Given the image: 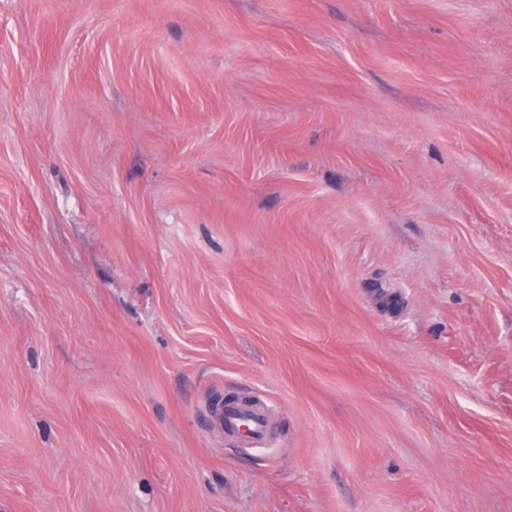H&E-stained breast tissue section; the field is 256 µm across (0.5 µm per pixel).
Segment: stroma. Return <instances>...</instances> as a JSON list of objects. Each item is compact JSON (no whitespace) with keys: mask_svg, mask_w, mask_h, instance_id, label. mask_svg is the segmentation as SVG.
<instances>
[{"mask_svg":"<svg viewBox=\"0 0 512 512\" xmlns=\"http://www.w3.org/2000/svg\"><path fill=\"white\" fill-rule=\"evenodd\" d=\"M0 512H512V0H0ZM210 415L215 427L224 433V427L244 430L242 435L246 441L261 445L264 442L266 432V416L263 409L252 412L249 416L243 418L233 410L226 409L222 399L210 403Z\"/></svg>","mask_w":512,"mask_h":512,"instance_id":"1","label":"stroma"}]
</instances>
